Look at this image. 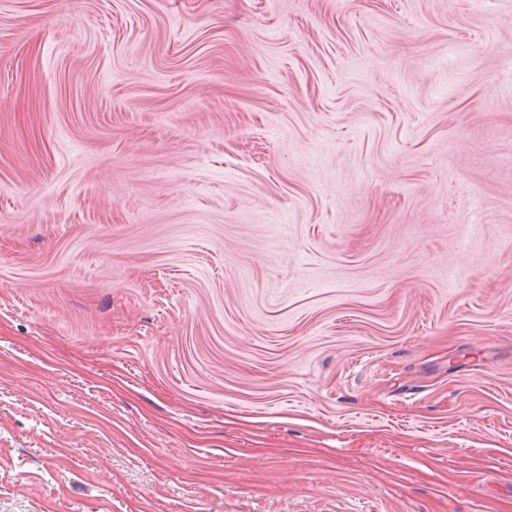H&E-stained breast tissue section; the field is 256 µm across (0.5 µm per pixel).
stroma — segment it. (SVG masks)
Returning a JSON list of instances; mask_svg holds the SVG:
<instances>
[{
	"label": "stroma",
	"mask_w": 512,
	"mask_h": 512,
	"mask_svg": "<svg viewBox=\"0 0 512 512\" xmlns=\"http://www.w3.org/2000/svg\"><path fill=\"white\" fill-rule=\"evenodd\" d=\"M0 512H512V0H0Z\"/></svg>",
	"instance_id": "1"
}]
</instances>
